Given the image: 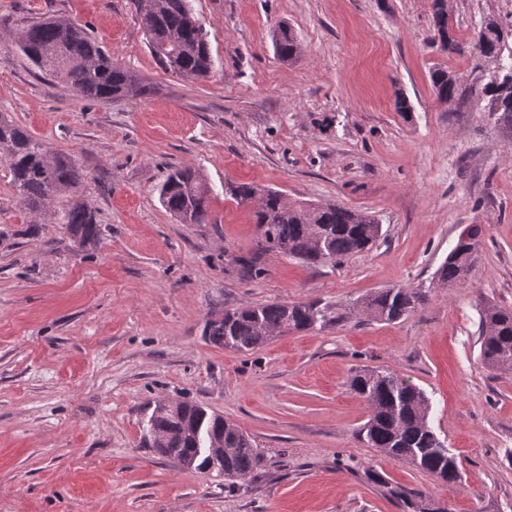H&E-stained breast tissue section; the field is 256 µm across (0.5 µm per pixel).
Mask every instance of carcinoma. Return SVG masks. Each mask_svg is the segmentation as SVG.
Returning a JSON list of instances; mask_svg holds the SVG:
<instances>
[{
    "label": "carcinoma",
    "instance_id": "cac0c4a2",
    "mask_svg": "<svg viewBox=\"0 0 512 512\" xmlns=\"http://www.w3.org/2000/svg\"><path fill=\"white\" fill-rule=\"evenodd\" d=\"M442 0H432L434 36L432 43L441 52L468 54L472 83L448 68L431 73L432 88L440 99L463 100V108L476 107L494 119L497 126L512 133V102L502 100V92L512 89V48L501 44L505 26L512 27V14L503 18L483 17L476 34L466 43L448 25ZM137 11L150 54L165 71L191 80L211 76L214 62L206 33L194 16L190 0H151L150 7ZM13 45L40 72L54 78L69 94L82 99L106 101L138 91L140 79L118 64L79 25L57 17L32 22L15 33ZM275 53L292 61L300 43L291 27L280 26L272 34ZM500 56L498 70L482 78L474 77L484 55ZM47 144L0 114V163L10 176L19 203L29 213L52 218L65 225L75 247L93 246L100 232L95 212L76 195L84 174L74 160L55 153L47 159ZM70 197L69 205L52 211L55 200ZM238 204L254 205L259 233L255 245L233 256L238 273L246 279L267 274L264 255L275 252L298 259L308 266L334 265L363 251L382 236V225L374 215L335 203H284L282 193L254 183L229 188ZM162 207L177 222L214 224L210 210L211 188L203 174L192 167L170 171L159 188ZM482 228L473 225L470 241L457 239L445 261L435 272L440 288H457L469 279L480 255ZM420 288H386L356 301L368 317L395 322L414 313L425 301ZM342 319L330 307L317 302L275 301L244 303L224 310V317L208 320L204 336L216 345L248 353L291 331L324 328ZM479 355L490 369L512 372V308L487 304L479 310ZM364 399L370 417L358 431V438L376 448L386 458L404 461L443 483H455L460 470L455 454L439 439L429 424L431 401L419 386L385 368H360L349 382ZM150 447L160 455L176 451L175 460L187 470L207 473L206 456L198 449L211 438L224 437L220 456L224 483L234 485L258 475L264 458L255 441L243 430L188 402L176 401L167 409L155 405L148 418ZM365 476L387 488L403 512H450L447 507L421 491L390 486L375 469Z\"/></svg>",
    "mask_w": 512,
    "mask_h": 512
}]
</instances>
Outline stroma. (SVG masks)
<instances>
[{
  "instance_id": "stroma-1",
  "label": "stroma",
  "mask_w": 512,
  "mask_h": 512,
  "mask_svg": "<svg viewBox=\"0 0 512 512\" xmlns=\"http://www.w3.org/2000/svg\"><path fill=\"white\" fill-rule=\"evenodd\" d=\"M214 73L163 72L135 0H0V113H10L85 179L97 243L74 247L63 225H34L0 166V512H401L389 482L453 512H512V372L479 359L478 310L512 307V144L487 113L435 96L431 0H190ZM460 39L502 0H451ZM73 21L147 85L87 101L64 92L11 46L20 26ZM297 61L278 58L279 24ZM404 94L410 112L397 111ZM190 165L211 189V224H181L161 206L167 171ZM253 182L289 201L371 212L383 237L339 264L267 255L243 280L230 254L252 248V207L225 193ZM483 227L469 282L434 273L462 227ZM427 292L396 322L348 317L382 288ZM320 301L345 321L291 332L250 353L209 342L203 327L245 302ZM396 371L422 387L430 425L462 477L444 485L356 438L366 403L355 369ZM196 402L254 438L266 467L225 486L147 445L155 401ZM352 464L339 468L337 458ZM272 44L275 53L283 60L292 61L300 52V43L291 27L279 26L272 34Z\"/></svg>"
}]
</instances>
